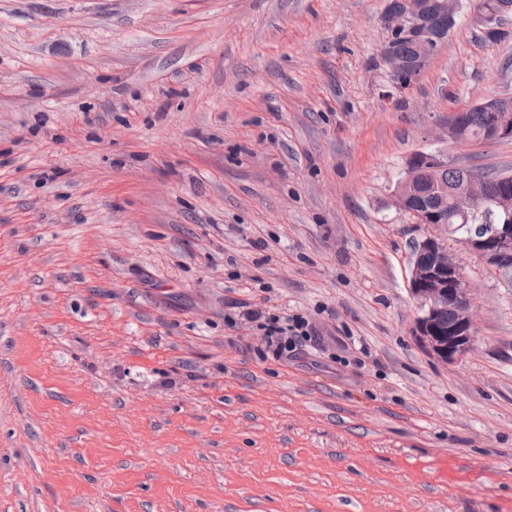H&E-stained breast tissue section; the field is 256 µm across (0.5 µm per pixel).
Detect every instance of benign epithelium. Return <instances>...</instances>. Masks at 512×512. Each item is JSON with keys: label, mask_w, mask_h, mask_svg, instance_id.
<instances>
[{"label": "benign epithelium", "mask_w": 512, "mask_h": 512, "mask_svg": "<svg viewBox=\"0 0 512 512\" xmlns=\"http://www.w3.org/2000/svg\"><path fill=\"white\" fill-rule=\"evenodd\" d=\"M400 9L387 14L390 31L382 60L389 70L393 85L407 89L415 84L427 62L434 57L448 39L454 27L455 13L448 14V27L438 28L431 17L430 0H401ZM512 5L503 4L497 11L479 7L473 16L474 24L486 35L495 36L504 31L503 22ZM416 39L418 53L405 59L394 52L392 41L397 38ZM512 140V113L498 114L495 124L484 134V140ZM447 164L441 153L416 152L410 156L403 177L395 191L396 203L406 209L411 194L432 193L436 187L425 181L427 170ZM451 207L462 224L475 221L487 227L478 233L456 238L467 252L478 256L487 269L500 273L512 268V196L503 193L489 194L478 179L470 180L465 188L455 194ZM415 223L428 229L424 238L415 242L411 265L410 291L417 302L418 314L411 327L419 347L428 355L451 364L467 355L474 347L473 303L458 254L448 247V237L454 228L441 224L432 215L416 214ZM435 256L427 264L425 253ZM444 310L455 313V322L448 332L435 334L432 327Z\"/></svg>", "instance_id": "1"}]
</instances>
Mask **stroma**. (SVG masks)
I'll return each mask as SVG.
<instances>
[{"label": "stroma", "instance_id": "35a3bbf8", "mask_svg": "<svg viewBox=\"0 0 512 512\" xmlns=\"http://www.w3.org/2000/svg\"><path fill=\"white\" fill-rule=\"evenodd\" d=\"M386 5L0 0V512H512V288L461 253L475 347L424 353L394 198L512 172L446 136L512 20L402 92Z\"/></svg>", "mask_w": 512, "mask_h": 512}]
</instances>
